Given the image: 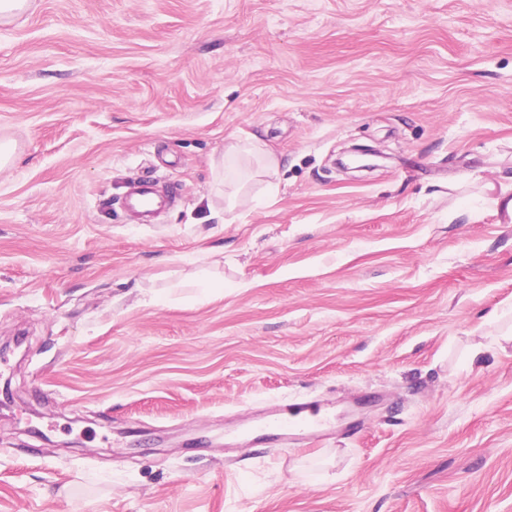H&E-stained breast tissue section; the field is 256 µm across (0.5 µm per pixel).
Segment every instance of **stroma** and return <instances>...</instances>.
Listing matches in <instances>:
<instances>
[{"label":"stroma","mask_w":512,"mask_h":512,"mask_svg":"<svg viewBox=\"0 0 512 512\" xmlns=\"http://www.w3.org/2000/svg\"><path fill=\"white\" fill-rule=\"evenodd\" d=\"M1 142L0 512H512V0H29ZM242 157L255 158L259 166L258 171H263L267 176L275 175L280 166L279 159L274 154L264 151L259 144V140L251 136L245 142L238 141L230 143L224 148V158L222 162L223 174L224 159L227 162H235ZM348 163L338 162L344 170L352 172L368 171L378 166L377 161L384 156L377 149L370 146H353L346 151ZM173 198L172 190L161 192L153 181L136 179L130 183L122 207L137 224H155L157 216L170 207ZM307 412H312L309 406L298 405L288 414H277L268 423L255 425L251 432L256 437H263L268 441L288 442L289 437L296 438L310 431V425L322 424V420L316 416L307 417Z\"/></svg>","instance_id":"stroma-1"}]
</instances>
